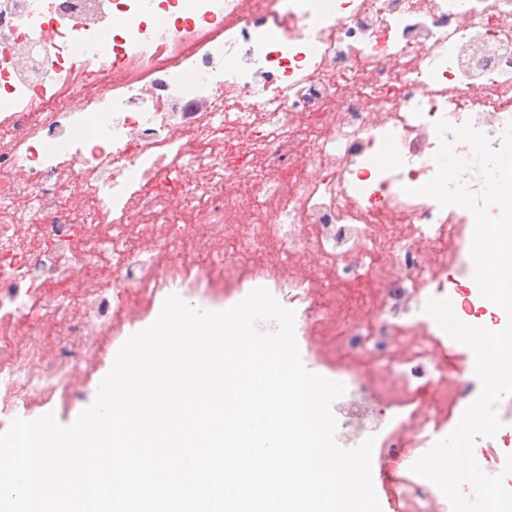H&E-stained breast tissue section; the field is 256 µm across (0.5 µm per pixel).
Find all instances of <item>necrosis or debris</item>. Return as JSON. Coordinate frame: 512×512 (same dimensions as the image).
I'll return each instance as SVG.
<instances>
[{
	"label": "necrosis or debris",
	"instance_id": "1",
	"mask_svg": "<svg viewBox=\"0 0 512 512\" xmlns=\"http://www.w3.org/2000/svg\"><path fill=\"white\" fill-rule=\"evenodd\" d=\"M71 94L96 116L90 136L76 137L84 116L60 102ZM440 120L503 147L512 0H0V423L67 394L85 357L74 337L120 329L132 296L177 285L181 268L202 281L241 263L236 291L268 287L305 345L332 326L336 359L307 362L345 387L336 443L386 439L387 462L410 468L450 432L438 350L473 358L425 311L433 295L473 311L471 212L413 193L436 172ZM385 146L395 164L369 168ZM171 155L191 180L173 178ZM73 183L88 191L82 204L65 194ZM244 183L276 207H242ZM177 199L189 224L170 220ZM235 209L237 231L208 248L212 224ZM79 272L90 277L81 290ZM336 291L369 316L336 321ZM49 322L54 356L39 362L17 339ZM363 354L419 416L377 406L353 363ZM394 505L451 512L419 476L396 486Z\"/></svg>",
	"mask_w": 512,
	"mask_h": 512
}]
</instances>
